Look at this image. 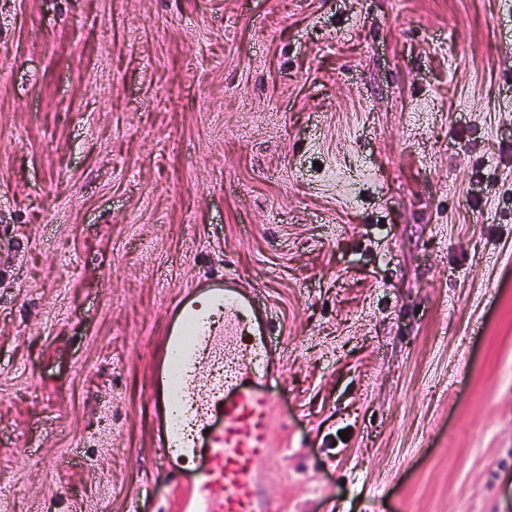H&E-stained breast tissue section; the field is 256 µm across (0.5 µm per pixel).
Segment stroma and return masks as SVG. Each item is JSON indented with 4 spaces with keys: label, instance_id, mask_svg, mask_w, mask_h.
Masks as SVG:
<instances>
[{
    "label": "stroma",
    "instance_id": "1",
    "mask_svg": "<svg viewBox=\"0 0 512 512\" xmlns=\"http://www.w3.org/2000/svg\"><path fill=\"white\" fill-rule=\"evenodd\" d=\"M224 274L280 512H512V0H0V512H176L150 361Z\"/></svg>",
    "mask_w": 512,
    "mask_h": 512
}]
</instances>
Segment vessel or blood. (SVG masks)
<instances>
[{
  "mask_svg": "<svg viewBox=\"0 0 512 512\" xmlns=\"http://www.w3.org/2000/svg\"><path fill=\"white\" fill-rule=\"evenodd\" d=\"M223 308L224 322L206 323L200 299ZM273 316L235 278H206L187 285L153 358L157 405L170 408L188 384L184 375L208 379L206 394L192 412L198 429L181 448L175 424L165 423L158 467L184 491L181 512H276L254 479L257 464L270 456L273 400L270 338Z\"/></svg>",
  "mask_w": 512,
  "mask_h": 512,
  "instance_id": "obj_1",
  "label": "vessel or blood"
}]
</instances>
